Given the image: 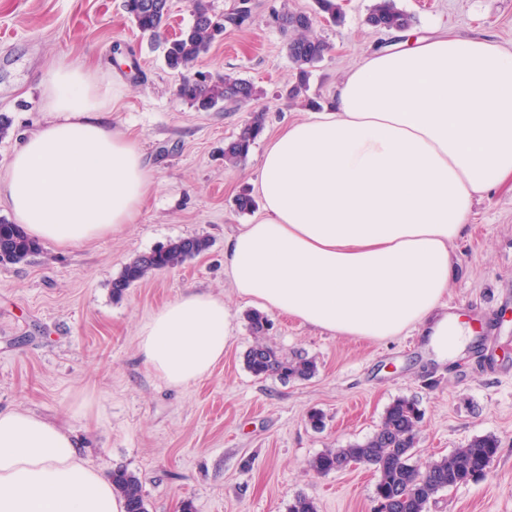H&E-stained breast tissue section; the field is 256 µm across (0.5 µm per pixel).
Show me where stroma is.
Returning <instances> with one entry per match:
<instances>
[{"label":"stroma","mask_w":512,"mask_h":512,"mask_svg":"<svg viewBox=\"0 0 512 512\" xmlns=\"http://www.w3.org/2000/svg\"><path fill=\"white\" fill-rule=\"evenodd\" d=\"M342 25L316 19L329 49L310 69L309 105L283 99L295 80L284 35L264 22L270 9L312 11L314 0H251L252 18L215 40L198 66L251 81L265 109L263 134L236 166L224 144L248 110H196L176 98L177 77L161 46L138 31L122 0H0V113L13 119L0 139V175L20 131L45 114L39 82L56 58L100 66L122 96L112 121L135 134L155 177L138 223L76 248L42 244L27 262L0 264V409L61 422L79 454L104 473L117 467L143 484L149 512H287L296 496L318 512H374L377 474L359 464L328 475L309 471L327 448L369 438L396 399L423 414L414 463L447 455L481 435L499 452L487 477L440 492L429 512H512V184L476 202L469 237L457 248L459 273L444 299L475 310L486 347L439 362L421 333L386 340L336 336L271 315L269 344L315 360L308 379L258 378L244 356L253 343L252 304L224 277V238L252 213L236 196L255 192L265 145L289 122L308 119L332 99L337 82L390 38L366 17L374 0H340ZM413 29L484 35L512 50V0H397ZM210 238L209 251L112 296V280L135 255L179 237ZM223 296L233 337L203 380L171 387L143 363L139 325L185 289ZM93 402L90 417L77 407ZM322 427H313L311 412Z\"/></svg>","instance_id":"obj_1"}]
</instances>
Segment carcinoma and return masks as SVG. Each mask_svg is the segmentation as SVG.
I'll use <instances>...</instances> for the list:
<instances>
[{
  "label": "carcinoma",
  "mask_w": 512,
  "mask_h": 512,
  "mask_svg": "<svg viewBox=\"0 0 512 512\" xmlns=\"http://www.w3.org/2000/svg\"><path fill=\"white\" fill-rule=\"evenodd\" d=\"M316 3L331 22H342V8L337 0H316ZM190 6L192 23L175 38L163 41L167 67L180 74L174 95L199 110H209L219 104L226 108L250 105L258 99L252 82L231 74L213 79L196 70L199 60L210 50L215 34L229 26H242L248 21V14L237 9L217 15L207 0H190ZM123 7L141 33L155 39L160 37L169 14V0H123ZM274 15L279 29L289 34L287 52L296 68V82L287 90L286 99L295 104L307 90L309 68L323 59L328 46L312 34L310 14L284 8ZM366 23L383 33L402 31L410 27L412 16L400 9L396 0H375ZM264 121L265 111L252 112L250 122L234 139L224 143L225 165L235 166L246 158L263 132ZM209 248L208 238L191 236L170 240L138 254L112 280V295L119 299L152 273L175 267ZM39 250V243L20 225L0 220V255L6 256L8 263L25 262ZM248 320L255 341L245 353V364L253 375L288 380L307 379L316 373L314 360L302 355L290 357L265 342L269 321L264 315L254 312ZM421 418V410L414 401L398 398L387 407L379 428L371 437L342 448L323 450L309 462V469L317 475H327L344 470L346 464H369L378 476L375 493L391 501L390 512H427L429 503L440 491L475 480L476 475L495 460L499 444L491 435L476 436L464 447L418 467L411 459ZM112 487L123 499L125 512H148L142 483L135 474L122 467L113 469Z\"/></svg>",
  "instance_id": "obj_1"
}]
</instances>
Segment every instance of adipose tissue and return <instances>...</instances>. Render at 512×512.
<instances>
[{"mask_svg":"<svg viewBox=\"0 0 512 512\" xmlns=\"http://www.w3.org/2000/svg\"><path fill=\"white\" fill-rule=\"evenodd\" d=\"M46 120L21 134L0 177L15 223L61 247L137 223L155 181L113 127L118 94L98 66L53 62ZM512 177V52L486 36L409 39L373 51L330 105L267 145L251 223L224 242L236 295L338 336L422 330L440 357L464 333L443 299L473 203ZM222 296L191 290L140 325L139 354L173 387L224 358ZM61 424L0 410V512H124L111 479Z\"/></svg>","mask_w":512,"mask_h":512,"instance_id":"1","label":"adipose tissue"}]
</instances>
